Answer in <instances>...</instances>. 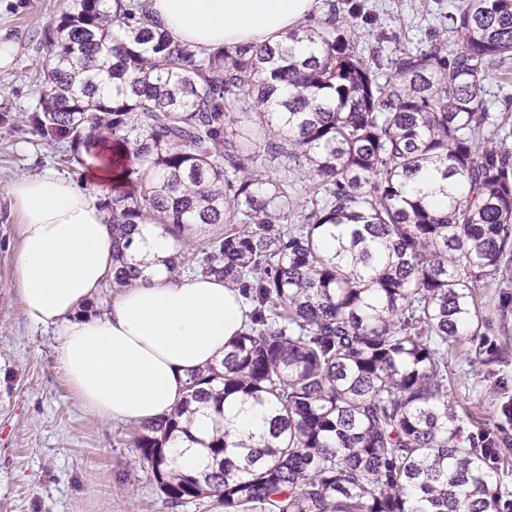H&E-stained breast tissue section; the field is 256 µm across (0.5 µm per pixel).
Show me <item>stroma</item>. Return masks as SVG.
Segmentation results:
<instances>
[{
  "instance_id": "stroma-1",
  "label": "stroma",
  "mask_w": 512,
  "mask_h": 512,
  "mask_svg": "<svg viewBox=\"0 0 512 512\" xmlns=\"http://www.w3.org/2000/svg\"><path fill=\"white\" fill-rule=\"evenodd\" d=\"M451 0H365L372 23H359L366 49L391 55L422 49L441 32ZM66 0H0V31L17 44L10 69L0 70V512H170L134 437L136 421H108L83 407L59 363L53 328L28 324L16 289L21 220L10 208L9 184L52 170L82 181L68 145L31 123L38 103L36 74L46 56L47 30ZM484 319L476 341L448 348V397L464 439L497 427L505 450L497 473L503 504L512 503V262L480 284Z\"/></svg>"
}]
</instances>
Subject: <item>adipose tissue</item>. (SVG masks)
Instances as JSON below:
<instances>
[{"mask_svg": "<svg viewBox=\"0 0 512 512\" xmlns=\"http://www.w3.org/2000/svg\"><path fill=\"white\" fill-rule=\"evenodd\" d=\"M144 2L160 30L199 52L277 46L318 7V0ZM88 164L86 188L52 170L8 186L22 218L16 287L26 320L57 328L64 376L84 407L111 421L146 422L175 410L193 371L221 363L247 306L221 279L166 272L173 239L145 224L131 252L147 271L112 292L100 313H85L112 279V231L99 204L112 173L101 160ZM269 427L267 408L239 400L223 422L230 444L261 441Z\"/></svg>", "mask_w": 512, "mask_h": 512, "instance_id": "1", "label": "adipose tissue"}]
</instances>
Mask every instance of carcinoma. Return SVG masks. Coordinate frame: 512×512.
Returning <instances> with one entry per match:
<instances>
[{
  "mask_svg": "<svg viewBox=\"0 0 512 512\" xmlns=\"http://www.w3.org/2000/svg\"><path fill=\"white\" fill-rule=\"evenodd\" d=\"M70 0L36 85L34 126L112 159L113 278L141 274V224L174 237L167 269L237 286L250 323L222 368L193 373L173 413L134 447L170 509L222 512H497L483 456L462 445L448 399V344L480 335L474 290L512 259V131L485 87L512 78V0H456L449 36L398 49L381 78L355 34L364 6L290 33L317 53L217 47L200 55L142 5ZM126 39L112 46L113 21ZM288 98L278 100V89ZM455 191L439 207L410 184L427 166ZM312 181L298 223L290 194ZM224 233L190 248L206 227ZM269 405V437L201 442L209 462L178 472L166 443L191 406L238 395Z\"/></svg>",
  "mask_w": 512,
  "mask_h": 512,
  "instance_id": "cac0c4a2",
  "label": "carcinoma"
}]
</instances>
